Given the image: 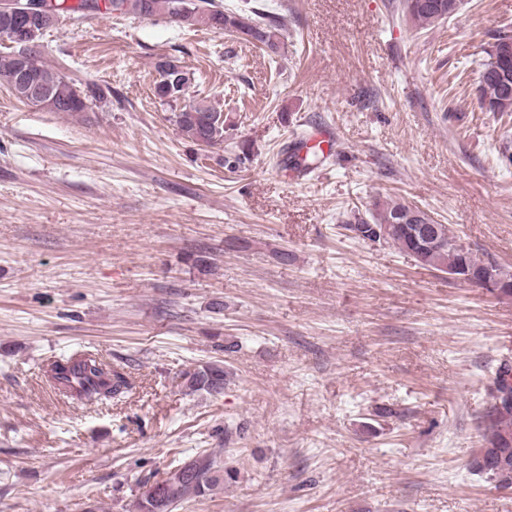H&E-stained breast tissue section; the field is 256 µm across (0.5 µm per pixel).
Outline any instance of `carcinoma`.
<instances>
[{"label": "carcinoma", "instance_id": "1", "mask_svg": "<svg viewBox=\"0 0 512 512\" xmlns=\"http://www.w3.org/2000/svg\"><path fill=\"white\" fill-rule=\"evenodd\" d=\"M461 0H402V14L414 27L427 30L451 16L460 8ZM42 7L55 16L72 14L83 16L88 12H119L137 16L164 14L183 26H205L218 33L245 35L266 47L277 49L278 25L275 19L258 10H231L216 3V0H42ZM512 42V33L497 34L494 47L487 52L488 59L479 72L483 97L481 105L488 112H512V49L503 52L497 45ZM29 54L36 63L42 88L53 99V112L79 115L89 109L93 102H103L108 92L97 84L87 86L82 92L76 89L60 71L49 66L42 57L39 46L31 41L18 43L14 50L0 55V84L11 85L18 73L19 56ZM194 81L193 74L185 68L174 70L168 80H158L155 94L169 103H183L170 116L182 136L198 143L205 140L213 145L224 143V133L231 119L204 100L189 98ZM324 154L318 144L307 147L305 156L294 161L296 168L312 171L323 162ZM410 205L391 197L377 203L366 212H355L344 228L356 233L363 241L377 242L368 234L370 226L390 225L383 242L397 247L421 266L443 273L466 264L481 267L489 264L497 275L512 281V271L489 259H484L472 249L459 243L448 225H441L446 241L445 247L431 255L421 252L418 244L409 235L412 224L408 219ZM47 375L62 385L66 392L80 401L98 403L114 399L129 389L123 373L102 362L95 356L84 353L63 356L48 364ZM185 386L192 393L221 395L227 385L224 364L206 362L182 373ZM483 448L473 459V468L486 476L499 489L512 488V406L501 410L490 405L481 420ZM234 478V469L226 468L216 456L204 449L191 457L178 461L163 482L151 486L154 495L144 493L134 503V512H160V506L169 500L182 503L191 498L212 494L224 485V479Z\"/></svg>", "mask_w": 512, "mask_h": 512}]
</instances>
